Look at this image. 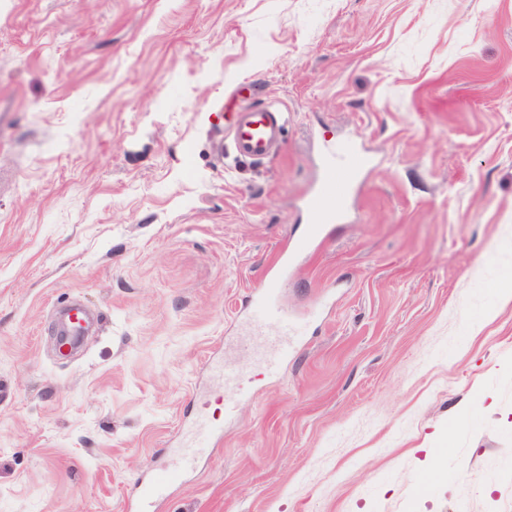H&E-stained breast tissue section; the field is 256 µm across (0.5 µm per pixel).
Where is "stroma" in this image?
<instances>
[{
    "mask_svg": "<svg viewBox=\"0 0 512 512\" xmlns=\"http://www.w3.org/2000/svg\"><path fill=\"white\" fill-rule=\"evenodd\" d=\"M273 100L257 167L224 129ZM327 140L375 165L267 372ZM163 468L151 512H512V0H0V512H136ZM280 280L267 277L265 291L256 298L252 305L245 325L248 333L255 336H264V329L270 325L279 327L277 336L268 338V355L262 362L267 370H275L288 356L291 336L288 317L282 312L274 299L275 287ZM180 478L176 471H162L141 489L138 511H149L154 500L165 495L170 485Z\"/></svg>",
    "mask_w": 512,
    "mask_h": 512,
    "instance_id": "obj_1",
    "label": "stroma"
}]
</instances>
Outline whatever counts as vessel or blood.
Here are the masks:
<instances>
[{"mask_svg":"<svg viewBox=\"0 0 512 512\" xmlns=\"http://www.w3.org/2000/svg\"><path fill=\"white\" fill-rule=\"evenodd\" d=\"M287 119V113L274 103L246 107L237 113L234 123L226 128L225 133L232 139L240 157L261 162L275 154ZM371 164V159L360 151L355 142L344 141L323 147L319 176L302 202L310 229L293 245V252L309 249L318 236L319 225L345 221L354 186ZM277 284V279L268 278L264 292L257 297L245 322L248 333L255 336L263 335L267 327L277 326V334L268 338V355L263 361L264 367L270 371L280 365L290 347L288 318L274 299ZM178 478V472L165 470L145 485L140 493L141 512H148L153 501L164 496Z\"/></svg>","mask_w":512,"mask_h":512,"instance_id":"obj_1","label":"vessel or blood"}]
</instances>
